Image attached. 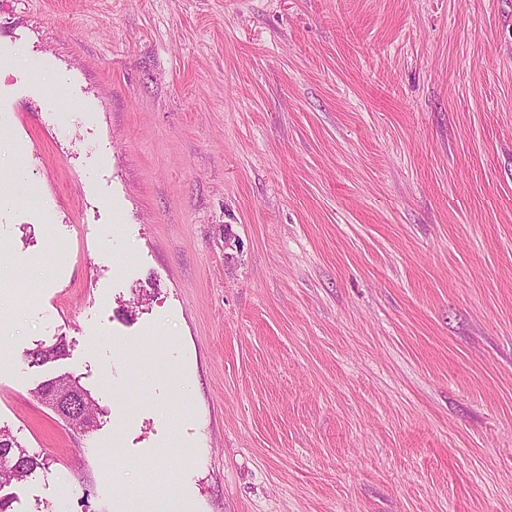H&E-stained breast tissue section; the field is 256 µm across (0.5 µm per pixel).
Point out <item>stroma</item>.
<instances>
[{"label":"stroma","instance_id":"1","mask_svg":"<svg viewBox=\"0 0 512 512\" xmlns=\"http://www.w3.org/2000/svg\"><path fill=\"white\" fill-rule=\"evenodd\" d=\"M0 193L10 512H512V0H0ZM68 345L65 337L57 338L52 345L46 346L43 343L36 344L35 348L27 350L23 359L28 365L34 367L44 366L63 359L67 355ZM61 392L70 403V409H62L63 418L85 432L97 426L98 407L91 393L85 390L78 382L68 377L54 378L41 384L36 393L46 403L51 395ZM46 465V457L31 455L9 430L0 428V490L20 488Z\"/></svg>","mask_w":512,"mask_h":512}]
</instances>
